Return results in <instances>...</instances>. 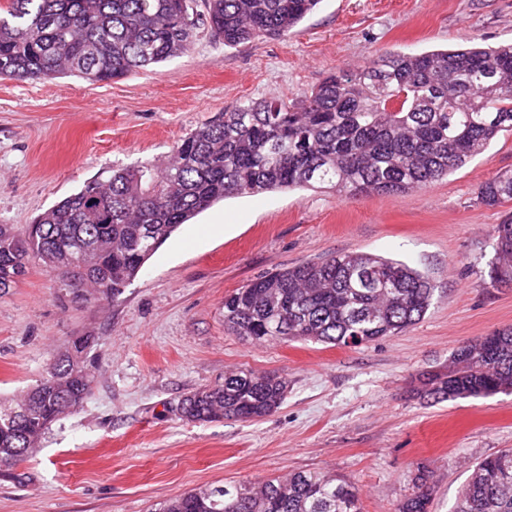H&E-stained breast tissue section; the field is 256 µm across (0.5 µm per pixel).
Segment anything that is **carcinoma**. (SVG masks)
<instances>
[{
    "mask_svg": "<svg viewBox=\"0 0 512 512\" xmlns=\"http://www.w3.org/2000/svg\"><path fill=\"white\" fill-rule=\"evenodd\" d=\"M203 3V11L196 2ZM0 80L61 75L109 81L186 56L195 31L233 47L288 36L320 0H5ZM512 132V44H473L385 54L338 72L291 100L262 99L228 111L182 139L165 167L112 171L41 213L0 224V294L38 263L70 282L72 257L88 300L123 293L182 224L228 197L327 185L341 197L426 188ZM477 200H512V171L482 183ZM491 278L512 283V222L493 229ZM435 288L405 263L369 253L305 261L250 280L224 297V326L258 341L359 346L394 336L428 310ZM91 335L71 338L46 375L0 406V469L26 461L45 431L78 410L91 390ZM288 381L239 371L199 389L178 410L190 422H253L282 404ZM512 393V327L463 343L445 373L426 377L433 402ZM395 512H430L433 473L417 470ZM156 512H361L354 485L316 471L198 487ZM454 512H512V448L472 466Z\"/></svg>",
    "mask_w": 512,
    "mask_h": 512,
    "instance_id": "1",
    "label": "carcinoma"
}]
</instances>
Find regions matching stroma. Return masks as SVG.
<instances>
[{"label": "stroma", "mask_w": 512, "mask_h": 512, "mask_svg": "<svg viewBox=\"0 0 512 512\" xmlns=\"http://www.w3.org/2000/svg\"><path fill=\"white\" fill-rule=\"evenodd\" d=\"M512 42V0H321L284 39L235 47L198 30L189 55L110 82L0 80V224H26L93 179L167 163L197 127L241 103L289 98L383 53ZM512 170V133L430 187L341 198L293 189L219 201L183 224L123 294L82 302L32 265L0 295V402L35 386L85 333L94 382L14 477L0 512H150L185 491L327 472L363 512H394L411 473H434L431 512H452L469 466L512 448V394L440 403L413 390L464 342L512 327V284L493 282L495 225L512 200L479 185ZM401 261L435 283L415 325L358 347L255 342L224 328V298L266 272L338 253ZM277 373L273 415L194 423L178 402L226 373ZM477 200L486 207H495L512 200V171L497 173L482 183L477 191Z\"/></svg>", "instance_id": "stroma-1"}]
</instances>
